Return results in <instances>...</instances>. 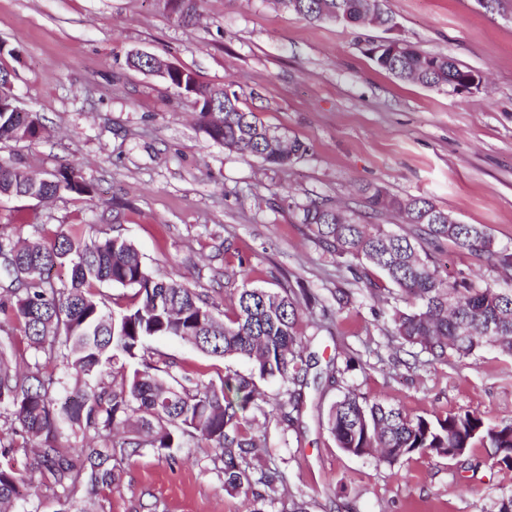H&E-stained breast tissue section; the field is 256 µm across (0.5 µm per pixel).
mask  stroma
I'll use <instances>...</instances> for the list:
<instances>
[{
	"label": "stroma",
	"mask_w": 512,
	"mask_h": 512,
	"mask_svg": "<svg viewBox=\"0 0 512 512\" xmlns=\"http://www.w3.org/2000/svg\"><path fill=\"white\" fill-rule=\"evenodd\" d=\"M395 26L310 21L275 0H195L184 24L164 0H0V69L48 129L37 141L0 142V164L42 175L78 168L93 196L40 201L0 197V233L40 228L88 236L115 230L159 277L225 298L224 268L266 288L307 291L317 304L297 323L308 354L304 405L295 426L269 415L268 466L286 482L264 512H489L512 491V469L485 448L457 460L415 456L394 466L337 447L325 427L346 390L409 414L469 410L512 419V355L496 349L429 361L419 347L395 351L394 293L372 295L299 221V208L331 200L363 210L361 189L427 196L461 223L483 225L512 250V0H385ZM390 35L480 71L473 93L405 83L363 55L365 40ZM159 56L197 82L236 90L255 112L310 152L272 167L225 150L200 130L191 103L168 82L130 67ZM434 257L454 285L481 287L495 269L451 243ZM346 292L349 302L338 306ZM152 349L171 372L215 380L248 373L244 361L204 354L161 336ZM353 366H346L347 355ZM104 512H250L225 492L207 448L132 457Z\"/></svg>",
	"instance_id": "stroma-1"
}]
</instances>
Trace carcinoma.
<instances>
[{"mask_svg": "<svg viewBox=\"0 0 512 512\" xmlns=\"http://www.w3.org/2000/svg\"><path fill=\"white\" fill-rule=\"evenodd\" d=\"M277 3L304 18H335L342 25L366 24L375 14L391 19L384 0ZM363 53L398 80L430 88L455 90L472 73L448 55L409 43L395 56L367 45ZM169 83L190 100L209 140L225 149L275 167L308 155L306 143L285 139L242 108L236 92L204 87L180 68ZM46 132L37 115L0 106L1 141L32 142ZM63 193L89 196L93 189L72 166L43 181L0 165V196ZM363 195L371 214H398L412 232L364 223L326 200L303 206L301 223L336 262L355 260L396 287L407 308L393 313L391 342L418 346L436 361L486 347L512 355V288L450 285L422 244L437 249L451 242L510 280L512 252L495 248L480 224L448 223V210L428 197H401L378 185L364 188ZM102 284L133 289L134 302L109 307ZM314 303L292 289L244 280L231 307L221 310L186 284L156 277L120 235L85 238L48 229L21 245L0 234V452L30 449L19 466L0 467V512H41L45 499L60 505L56 512H97L132 456L144 449L169 453L189 440L213 449L225 491L274 499L275 479L258 457L267 436L256 422L267 416L268 405L290 424L292 413L301 411L310 359L296 325L301 305ZM156 336L177 337L210 356L243 358L251 370L228 372L218 385L178 378L152 351L149 341ZM267 379L288 385L273 402L257 385ZM326 428L344 452H376L390 466L414 455L455 460L487 448L498 465L512 469V422H488L470 411L410 415L349 390L330 406ZM254 470L261 473L262 493L255 489Z\"/></svg>", "mask_w": 512, "mask_h": 512, "instance_id": "1", "label": "carcinoma"}]
</instances>
